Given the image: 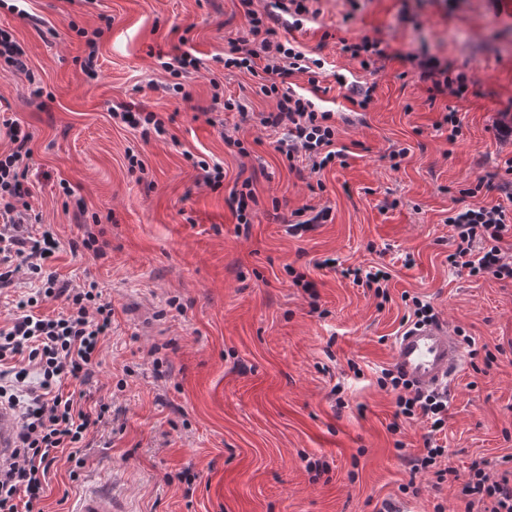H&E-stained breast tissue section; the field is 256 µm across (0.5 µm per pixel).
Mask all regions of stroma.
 I'll return each instance as SVG.
<instances>
[{
    "mask_svg": "<svg viewBox=\"0 0 512 512\" xmlns=\"http://www.w3.org/2000/svg\"><path fill=\"white\" fill-rule=\"evenodd\" d=\"M318 7L279 31L325 63L318 88L301 73L289 79L335 113L345 162L317 176L305 161L288 164L278 132L261 126L275 98L224 68L228 40L247 26L239 0L0 6V30L28 60L23 73L0 59V116L31 135L28 201L63 245L49 269L97 282L114 310L91 387L111 401L112 424L84 449L83 467L62 458L51 468L45 512H68L67 499L103 478L125 512H379L386 501L400 512H463L472 463L494 478L512 454V279L452 269L446 222L468 203L512 213L499 191L463 194L512 159V134L499 131L512 126V15L501 0H360L350 19L346 0ZM99 27L91 78L77 31ZM363 36L388 53L367 70L339 44ZM180 46L206 67L168 94L160 60ZM424 49L467 76L462 97L430 99L404 59ZM352 83L372 87L367 110L350 103ZM217 90L239 110L214 107ZM123 104L167 117L166 135L145 141L116 124ZM449 109L461 122L453 140L440 126ZM394 144L408 155L390 158ZM130 150L144 174L129 172ZM196 157L222 163L223 188L200 183ZM245 182L257 203L241 224L227 198ZM304 206L331 218L291 235ZM88 231L101 233L104 257L70 252ZM347 266L386 267L388 299L343 277ZM405 293L478 351L449 389L440 465L457 476L441 484L403 462L427 428L391 432L395 395L378 384L411 314Z\"/></svg>",
    "mask_w": 512,
    "mask_h": 512,
    "instance_id": "stroma-1",
    "label": "stroma"
}]
</instances>
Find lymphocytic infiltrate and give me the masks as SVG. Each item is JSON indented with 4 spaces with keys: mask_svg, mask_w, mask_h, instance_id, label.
Wrapping results in <instances>:
<instances>
[{
    "mask_svg": "<svg viewBox=\"0 0 512 512\" xmlns=\"http://www.w3.org/2000/svg\"><path fill=\"white\" fill-rule=\"evenodd\" d=\"M307 2L273 0L270 9L260 12L254 0H240L247 30L229 40L224 66L258 78L265 95L277 96L276 111L262 113L261 125L282 130L277 152L290 161L305 155L311 172L317 173L340 156L333 114L291 91L286 80L304 73L309 84L318 85L323 63L281 41L276 29L285 17L309 14ZM408 60L419 79L428 83L430 99L466 92L465 76H450L448 63L437 56L424 52L409 55ZM5 126L13 148L0 153V289L21 283L26 289L17 296L10 326H0V405L15 410L19 418L15 448L0 464V512H43L40 501L56 453L79 458L90 432L109 422L105 400H96L87 410L81 401L100 364V342L112 330V305L96 282L62 283L47 273L60 242L50 225L40 224L25 199L29 136L17 121H6ZM447 222L454 231L455 250L448 256L452 267L472 276L512 278V264L505 262L500 248L504 236L512 234V222L502 207L466 206L450 212ZM51 298L64 299L65 311L53 318L34 314L39 301ZM378 383L396 395L390 431L413 421L430 428L423 450L406 459L411 472L431 471L437 482H444L448 472L438 468L437 460L445 448L435 435L448 416L447 392L413 389L392 368L382 369ZM502 461L505 468L495 481L472 465L462 489L467 512L478 503L483 512H512V455Z\"/></svg>",
    "mask_w": 512,
    "mask_h": 512,
    "instance_id": "1",
    "label": "lymphocytic infiltrate"
}]
</instances>
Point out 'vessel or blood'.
<instances>
[{
	"instance_id": "obj_1",
	"label": "vessel or blood",
	"mask_w": 512,
	"mask_h": 512,
	"mask_svg": "<svg viewBox=\"0 0 512 512\" xmlns=\"http://www.w3.org/2000/svg\"><path fill=\"white\" fill-rule=\"evenodd\" d=\"M463 360L457 336L444 321L407 325L393 340L395 368L413 387L423 391L445 387ZM16 429L14 415L0 408V459L11 455ZM74 512H119L111 482L104 479L88 487Z\"/></svg>"
}]
</instances>
